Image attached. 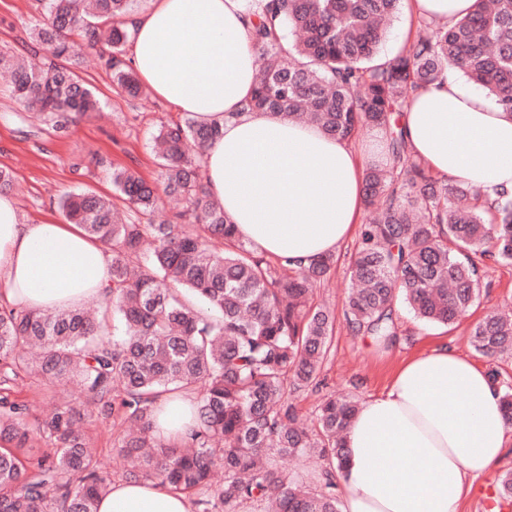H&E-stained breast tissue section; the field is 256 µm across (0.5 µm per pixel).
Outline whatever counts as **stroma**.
I'll use <instances>...</instances> for the list:
<instances>
[{
  "instance_id": "35a3bbf8",
  "label": "stroma",
  "mask_w": 512,
  "mask_h": 512,
  "mask_svg": "<svg viewBox=\"0 0 512 512\" xmlns=\"http://www.w3.org/2000/svg\"><path fill=\"white\" fill-rule=\"evenodd\" d=\"M41 13L39 0H0V49L24 53L29 30ZM78 74L102 102L98 114L82 118L68 135L55 133L23 109L8 86L0 85V168L13 178V195L26 222H63L58 206L62 196L87 191L113 196V168H130L148 181L161 183L162 171L152 138L156 129L178 114L156 95L140 100L127 95L105 66L87 60ZM358 245L350 239L336 255L330 276L314 290L316 303L341 308L349 287V265ZM478 303L456 325L443 328L424 324L405 306H397V336L385 345L350 332L337 321L332 350L321 376L323 386L289 394L300 415L313 417L323 396L332 392L364 401L382 392L408 359L438 342L496 370L500 387H512V357L492 360L472 349L468 332L490 312L512 316V266L487 263ZM119 419L90 418L88 432L111 481L127 480V467L117 454ZM512 470V445L486 474L476 479L464 497L460 512H512V503H498L497 482Z\"/></svg>"
}]
</instances>
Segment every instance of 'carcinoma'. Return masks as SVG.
I'll return each instance as SVG.
<instances>
[{
	"label": "carcinoma",
	"instance_id": "carcinoma-1",
	"mask_svg": "<svg viewBox=\"0 0 512 512\" xmlns=\"http://www.w3.org/2000/svg\"><path fill=\"white\" fill-rule=\"evenodd\" d=\"M33 43L50 62L0 56L12 96L56 132L101 108L74 70L85 49L104 45V64L138 96L126 61L125 19L134 0H41ZM402 0H258L251 39L260 75L246 107L308 122L350 140L363 127L389 130L388 163L365 174L373 215L351 259L344 302L348 327L381 343L397 336L394 305L419 320L450 326L479 300L485 261L512 264V195L481 202L472 186L432 179L408 147L394 114L413 92L450 70L512 113V0H474L453 22H419L413 40L378 58ZM221 133L191 116L161 126L154 148L164 162L163 191L184 201L154 223L158 188L136 172L112 170L128 211L95 194L65 197L67 220L110 254L112 298L88 309L41 311L0 305V512H97L109 489L83 429L85 410L59 400L33 428L14 394L19 380L74 382L86 404L122 421L118 453L139 481L197 496L200 512H338L335 470L359 409L350 396L324 398L309 429L285 400L311 384L329 353L335 310L310 303L335 264L328 256L291 269L235 237L204 181L203 156ZM113 336H108L107 315ZM473 349L492 358L512 351V318L490 312L470 331ZM192 395L186 441L154 433L160 399ZM50 446L46 451L41 444ZM319 449L330 468L310 491L270 457ZM224 472L216 485V470Z\"/></svg>",
	"mask_w": 512,
	"mask_h": 512
}]
</instances>
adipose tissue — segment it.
I'll return each mask as SVG.
<instances>
[{
	"label": "adipose tissue",
	"instance_id": "1",
	"mask_svg": "<svg viewBox=\"0 0 512 512\" xmlns=\"http://www.w3.org/2000/svg\"><path fill=\"white\" fill-rule=\"evenodd\" d=\"M252 0H151L130 17L139 77L171 106L222 136L204 155L206 185L239 239L305 268L336 254L363 207L366 168L385 163L386 132L369 146L318 127L245 111L258 71ZM412 151L438 176L512 193V113L460 73L418 90L400 118ZM111 277L102 244L74 224L25 222L0 194V297L49 311L105 299ZM512 442L492 374L447 344L406 361L378 396L361 402L338 471L341 512H459L474 480ZM98 512H191L156 482L119 481Z\"/></svg>",
	"mask_w": 512,
	"mask_h": 512
}]
</instances>
